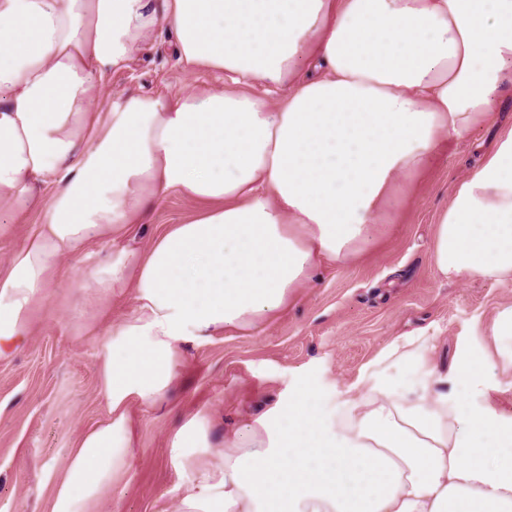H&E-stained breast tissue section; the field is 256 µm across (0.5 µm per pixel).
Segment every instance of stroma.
<instances>
[{"instance_id": "1", "label": "stroma", "mask_w": 512, "mask_h": 512, "mask_svg": "<svg viewBox=\"0 0 512 512\" xmlns=\"http://www.w3.org/2000/svg\"><path fill=\"white\" fill-rule=\"evenodd\" d=\"M213 82L207 72L183 68L173 38L158 31L127 68L106 79L96 108L105 111L128 92L169 96ZM510 129L508 83L487 123L438 152L412 178L404 201L384 211L374 243L357 259L323 267L282 312L255 326L185 344L180 384L169 400L151 409L132 406L135 445L92 512H180L182 476L171 462L168 439L196 411H203L211 443L220 450L226 430L273 406L299 373L309 376L331 414L344 392H364V370L396 338L437 337L436 357L445 368L477 346L496 312L512 303V284L479 277L444 281L431 265V252L438 218L457 183ZM197 213L175 193H162L146 223L131 234L144 247ZM109 249L97 242L60 263L27 340L0 362V512H51L55 485L82 434L107 416L96 339L73 327L69 295L80 272ZM490 363L494 382L486 399L512 416V360L494 351Z\"/></svg>"}]
</instances>
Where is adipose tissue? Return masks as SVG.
I'll list each match as a JSON object with an SVG mask.
<instances>
[{
    "label": "adipose tissue",
    "instance_id": "obj_1",
    "mask_svg": "<svg viewBox=\"0 0 512 512\" xmlns=\"http://www.w3.org/2000/svg\"><path fill=\"white\" fill-rule=\"evenodd\" d=\"M159 28L180 64L224 83L95 111ZM510 79L512 0H0V224L41 214L0 272V361L91 241L113 247L78 283L77 330L91 292L133 302L98 346L109 417L82 436L52 512H88L111 487L133 446L128 408L170 397L182 344L252 326L356 257ZM166 191L201 212L146 248L115 244ZM431 261L449 280L512 282V131L458 183ZM435 348L395 340L335 417L300 376L219 452L204 415L186 418L169 438L181 512H512V416L484 400L491 365L470 349L444 375Z\"/></svg>",
    "mask_w": 512,
    "mask_h": 512
}]
</instances>
